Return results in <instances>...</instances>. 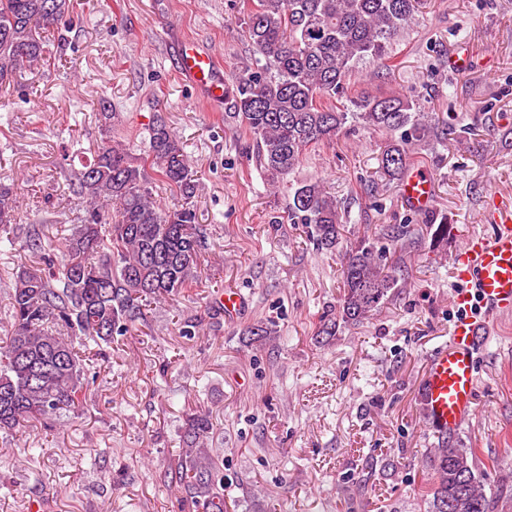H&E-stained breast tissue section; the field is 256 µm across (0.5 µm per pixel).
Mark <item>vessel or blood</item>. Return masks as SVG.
Returning a JSON list of instances; mask_svg holds the SVG:
<instances>
[{
  "instance_id": "1",
  "label": "vessel or blood",
  "mask_w": 512,
  "mask_h": 512,
  "mask_svg": "<svg viewBox=\"0 0 512 512\" xmlns=\"http://www.w3.org/2000/svg\"><path fill=\"white\" fill-rule=\"evenodd\" d=\"M178 68L195 90L211 100H223L224 82L216 74V63L194 41L181 44ZM401 200L411 211H428L434 201L430 177L419 169L409 171L401 180ZM489 220L494 234L471 238L455 258L458 318L448 343L428 358L420 386L428 423L445 436L454 435L476 412L475 353L483 328L474 318L475 310L512 312V203L495 200Z\"/></svg>"
}]
</instances>
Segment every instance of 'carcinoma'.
Instances as JSON below:
<instances>
[{"label": "carcinoma", "mask_w": 512, "mask_h": 512, "mask_svg": "<svg viewBox=\"0 0 512 512\" xmlns=\"http://www.w3.org/2000/svg\"><path fill=\"white\" fill-rule=\"evenodd\" d=\"M242 33L256 67L238 72L224 91L233 111L224 124L243 128L255 140L256 164L271 186L289 176L308 149L336 138L353 122L390 139L380 158L381 174L400 180L414 163L415 149L430 138L448 140L414 96L355 86L360 68L383 77L397 68L399 41L423 13L427 0H250ZM71 0H0V84L44 60L50 36L72 25ZM102 138L76 174L72 191L82 213L70 233L55 239L43 224L23 236L0 237V247L19 248L40 266L16 272L9 293L10 329L0 337V430L32 421H58L87 405L88 357L73 346L82 336L104 346L146 317L147 302L188 292L202 284L204 229L196 223L192 197L197 171L161 113L148 128L144 157L112 144L117 113L102 105L94 113ZM160 182L183 203L165 209L153 195ZM18 200L0 183V228L15 223ZM288 221L303 224L317 248L332 252L342 239L343 215L322 181H304L288 194ZM382 235L404 246L448 245V217L439 222L387 225ZM404 254L389 256L361 238L345 250L343 294L317 335L333 336L339 325H356L402 287ZM213 430L210 415L187 414L185 448L174 469L202 512H224V467L200 445ZM433 478L427 512H491L473 462V450L453 440L426 457Z\"/></svg>", "instance_id": "1"}]
</instances>
